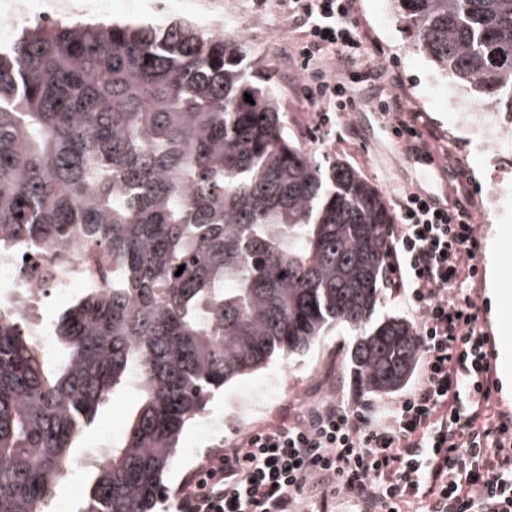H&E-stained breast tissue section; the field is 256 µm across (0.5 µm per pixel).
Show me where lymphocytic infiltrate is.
I'll return each instance as SVG.
<instances>
[{"mask_svg":"<svg viewBox=\"0 0 512 512\" xmlns=\"http://www.w3.org/2000/svg\"><path fill=\"white\" fill-rule=\"evenodd\" d=\"M289 2L306 98L345 111L352 83L378 71L360 60L355 0ZM334 55L343 76L326 67ZM453 205L439 212L407 190L395 199L386 285L417 318L410 391L380 409L326 399L255 428L186 478L174 512H333L341 494L358 512H512V441L473 298L474 203Z\"/></svg>","mask_w":512,"mask_h":512,"instance_id":"obj_1","label":"lymphocytic infiltrate"}]
</instances>
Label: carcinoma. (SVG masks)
Instances as JSON below:
<instances>
[{
	"mask_svg": "<svg viewBox=\"0 0 512 512\" xmlns=\"http://www.w3.org/2000/svg\"><path fill=\"white\" fill-rule=\"evenodd\" d=\"M392 2L440 76L512 113V0ZM247 41L44 20L0 50V253L62 261L77 239L104 259L52 322L51 359L0 309V512H50L68 449L135 377L74 512H154L213 393L334 326L365 391L411 378L414 325L373 319L393 216L360 172L288 135Z\"/></svg>",
	"mask_w": 512,
	"mask_h": 512,
	"instance_id": "1",
	"label": "carcinoma"
}]
</instances>
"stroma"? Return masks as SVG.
<instances>
[{"label":"stroma","mask_w":512,"mask_h":512,"mask_svg":"<svg viewBox=\"0 0 512 512\" xmlns=\"http://www.w3.org/2000/svg\"><path fill=\"white\" fill-rule=\"evenodd\" d=\"M358 18L366 32L363 51L373 55L381 51L385 73L376 80L358 84L354 95L360 103L358 113H323L320 106L304 95L310 83L309 73L284 55L297 41L299 32L282 0H0V42H8L15 31L39 17L65 19L73 15H103L113 20L146 21L165 26L185 20L215 33L245 32L249 48L265 58L275 71L288 123V133L319 162L340 157L358 170L382 195L387 206H394L396 195L415 184L426 183L455 199L473 191L482 242L501 238L512 252V144L502 152L501 166H492L477 147L480 118L474 112H460L456 104L462 94L453 81L439 77L432 63L411 48V33L396 17L391 0H357ZM407 106V116L422 132L424 148L404 160L403 142L393 138L389 129L377 124L371 114L370 97L380 89L392 87ZM463 164L467 181L452 177L450 169ZM484 278L476 286V301L481 308L480 323L488 335H498L501 312L489 290L500 279L512 280V255L497 268L486 265V254H479ZM351 338L341 329H331L318 343L294 360L271 361L265 368L225 384L221 394L206 405V413L224 419L222 431L213 439L202 435L200 420H193L182 432L177 457L165 478V490L158 512H170L182 482L205 461L209 443L228 444L255 427L279 420L286 412H300L333 396L356 406L396 400V393L383 395L364 391L347 366ZM284 378L289 391L269 392L246 421H239L240 404L250 402L256 390L271 378ZM131 391H120L103 403L76 448L78 466L56 487L55 496L77 505L86 487L94 480V461L87 455L105 437L117 438L127 415L136 406Z\"/></svg>","instance_id":"35a3bbf8"}]
</instances>
